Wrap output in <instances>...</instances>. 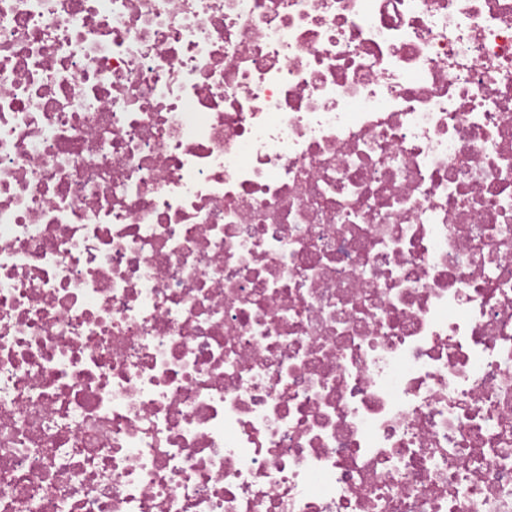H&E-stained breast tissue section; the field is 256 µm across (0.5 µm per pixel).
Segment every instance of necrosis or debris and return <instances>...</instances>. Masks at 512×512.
Here are the masks:
<instances>
[{
  "label": "necrosis or debris",
  "instance_id": "1",
  "mask_svg": "<svg viewBox=\"0 0 512 512\" xmlns=\"http://www.w3.org/2000/svg\"><path fill=\"white\" fill-rule=\"evenodd\" d=\"M0 512H512V0H0Z\"/></svg>",
  "mask_w": 512,
  "mask_h": 512
}]
</instances>
